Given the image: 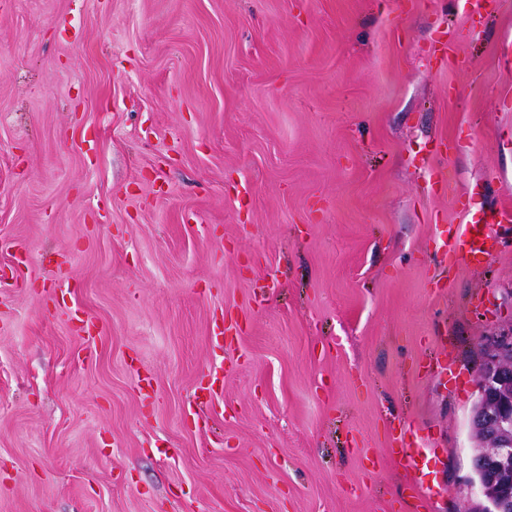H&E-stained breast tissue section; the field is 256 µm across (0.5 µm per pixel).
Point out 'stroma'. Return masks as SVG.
I'll list each match as a JSON object with an SVG mask.
<instances>
[{"instance_id": "1", "label": "stroma", "mask_w": 512, "mask_h": 512, "mask_svg": "<svg viewBox=\"0 0 512 512\" xmlns=\"http://www.w3.org/2000/svg\"><path fill=\"white\" fill-rule=\"evenodd\" d=\"M508 206L512 0H0V512L483 502ZM488 224H466L463 227H448L453 242L450 251L455 258L470 266L482 265L488 257L487 243L492 237ZM394 440L405 443V446L408 447V451L402 458L405 466L415 473L421 472L424 476L423 467L426 464L429 448H425L421 437L419 438L416 432L402 433L401 431L399 437H394Z\"/></svg>"}]
</instances>
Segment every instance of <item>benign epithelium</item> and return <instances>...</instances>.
I'll list each match as a JSON object with an SVG mask.
<instances>
[{
	"label": "benign epithelium",
	"instance_id": "obj_1",
	"mask_svg": "<svg viewBox=\"0 0 512 512\" xmlns=\"http://www.w3.org/2000/svg\"><path fill=\"white\" fill-rule=\"evenodd\" d=\"M481 347L471 430L502 447L508 458L512 456V327L483 337Z\"/></svg>",
	"mask_w": 512,
	"mask_h": 512
}]
</instances>
